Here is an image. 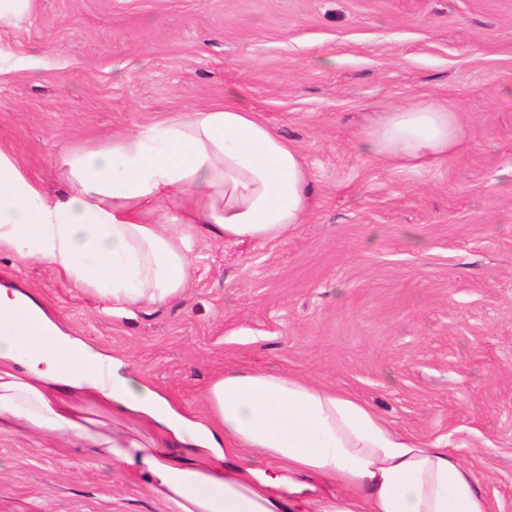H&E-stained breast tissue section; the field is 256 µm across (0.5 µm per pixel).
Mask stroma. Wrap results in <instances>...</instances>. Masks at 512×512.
I'll use <instances>...</instances> for the list:
<instances>
[{"mask_svg":"<svg viewBox=\"0 0 512 512\" xmlns=\"http://www.w3.org/2000/svg\"><path fill=\"white\" fill-rule=\"evenodd\" d=\"M230 93L298 150L304 223L198 241L184 299L128 317L4 247L0 286L199 417L231 366L351 393L447 440L489 512H512V0H29L0 23V145L52 195L69 184L62 151ZM419 103L456 114L455 152L411 168L357 150ZM0 512L164 507L79 443L4 432Z\"/></svg>","mask_w":512,"mask_h":512,"instance_id":"35a3bbf8","label":"stroma"}]
</instances>
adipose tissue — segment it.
I'll return each mask as SVG.
<instances>
[{
	"label": "adipose tissue",
	"instance_id": "1",
	"mask_svg": "<svg viewBox=\"0 0 512 512\" xmlns=\"http://www.w3.org/2000/svg\"><path fill=\"white\" fill-rule=\"evenodd\" d=\"M460 138L453 113L412 105L387 113L358 147L421 166ZM61 163L69 190L55 197L0 148V247L47 263L115 313L182 299L195 241L285 236L311 193L297 150L232 100ZM6 312L38 331L0 323V433L84 442L165 512H489L475 472L446 442L395 431L349 393L233 368L210 381L197 420L65 332L31 293L0 287ZM131 422L183 453L141 441Z\"/></svg>",
	"mask_w": 512,
	"mask_h": 512
}]
</instances>
